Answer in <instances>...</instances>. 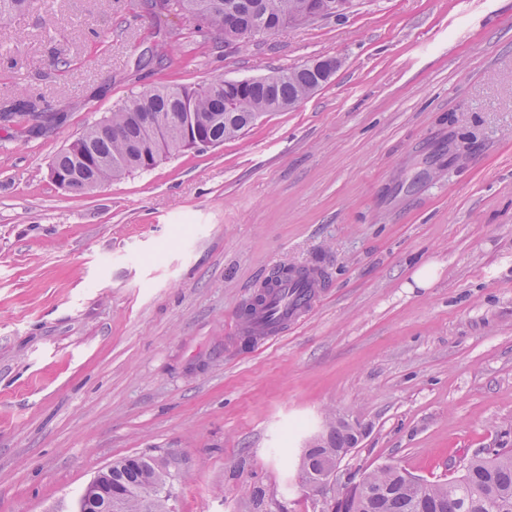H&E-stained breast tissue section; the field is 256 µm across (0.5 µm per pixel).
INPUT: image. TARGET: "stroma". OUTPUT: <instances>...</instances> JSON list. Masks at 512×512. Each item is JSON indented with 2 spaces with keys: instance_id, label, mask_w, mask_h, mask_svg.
I'll return each instance as SVG.
<instances>
[{
  "instance_id": "obj_1",
  "label": "stroma",
  "mask_w": 512,
  "mask_h": 512,
  "mask_svg": "<svg viewBox=\"0 0 512 512\" xmlns=\"http://www.w3.org/2000/svg\"><path fill=\"white\" fill-rule=\"evenodd\" d=\"M333 56L331 81L239 137L76 195L55 157L130 92ZM0 512H73L131 455L174 512H332L303 486L328 413L360 424L338 483L429 482L512 448V0H353L227 41L146 0H53L0 29ZM325 294L234 334L273 267ZM433 264L435 282L410 286ZM351 0H313L308 3L305 9L291 18V23L304 24L331 15H338L347 11ZM0 116L7 121L13 120L18 126V131L23 134L30 131V127L26 123L36 115L29 101L17 100L7 112H3Z\"/></svg>"
}]
</instances>
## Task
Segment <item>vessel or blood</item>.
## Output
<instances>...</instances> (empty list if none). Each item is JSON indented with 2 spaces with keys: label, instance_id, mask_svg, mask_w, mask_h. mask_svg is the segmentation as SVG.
<instances>
[{
  "label": "vessel or blood",
  "instance_id": "b4317fda",
  "mask_svg": "<svg viewBox=\"0 0 512 512\" xmlns=\"http://www.w3.org/2000/svg\"><path fill=\"white\" fill-rule=\"evenodd\" d=\"M324 286L322 263L301 266L299 272L267 291L263 303L243 320L244 334L268 340L279 337L288 326L300 322L315 307Z\"/></svg>",
  "mask_w": 512,
  "mask_h": 512
}]
</instances>
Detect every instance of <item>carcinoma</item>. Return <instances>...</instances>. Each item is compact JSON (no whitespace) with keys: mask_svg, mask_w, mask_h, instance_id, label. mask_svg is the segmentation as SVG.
<instances>
[{"mask_svg":"<svg viewBox=\"0 0 512 512\" xmlns=\"http://www.w3.org/2000/svg\"><path fill=\"white\" fill-rule=\"evenodd\" d=\"M31 0H0V28L29 8ZM306 0H166L175 9L207 23L226 40L244 41L263 32L265 22L285 27L288 16ZM274 86L254 81L237 86L217 78L196 88L160 83L131 93L110 116L86 128L54 160L51 174L68 177L67 190L83 194L159 160L199 146L198 139L221 144L239 136L273 112L300 104L321 86L320 70L304 64L271 75ZM35 117L27 100H18L0 118L20 133ZM357 442L349 426L333 428L323 448H309L300 472L305 485L320 492L325 460ZM171 475L164 459L147 455L112 464V491L126 495L125 512H173L168 495ZM374 495L363 505L342 500L335 512H512V448H482L463 473L444 483H428L396 467L364 473Z\"/></svg>","mask_w":512,"mask_h":512,"instance_id":"cac0c4a2","label":"carcinoma"}]
</instances>
